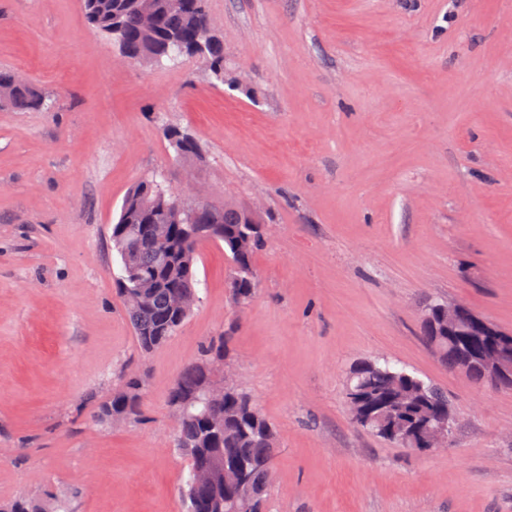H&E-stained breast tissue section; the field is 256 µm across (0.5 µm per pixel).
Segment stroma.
Listing matches in <instances>:
<instances>
[{
    "label": "stroma",
    "mask_w": 512,
    "mask_h": 512,
    "mask_svg": "<svg viewBox=\"0 0 512 512\" xmlns=\"http://www.w3.org/2000/svg\"><path fill=\"white\" fill-rule=\"evenodd\" d=\"M224 37L201 60L119 59L80 0H0V67L55 99L0 111V506L184 512L168 393L203 348L278 434L267 512H512V390L448 371L424 342L429 300L512 331V0H208ZM171 124L203 161H173ZM164 170L267 229L255 293L204 245L200 301L142 354L115 291L112 226ZM385 356L447 391L446 448L355 426V363ZM142 414H97L128 375Z\"/></svg>",
    "instance_id": "stroma-1"
}]
</instances>
